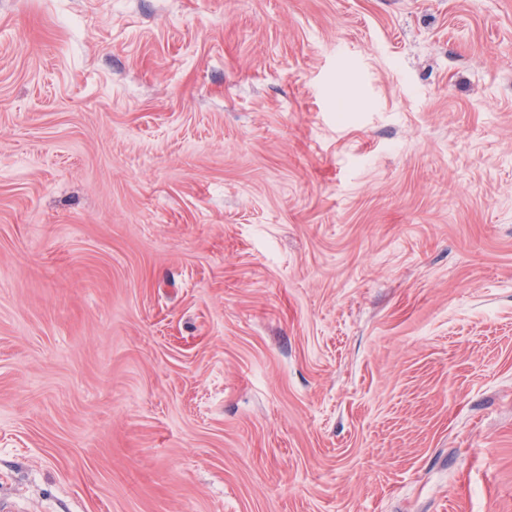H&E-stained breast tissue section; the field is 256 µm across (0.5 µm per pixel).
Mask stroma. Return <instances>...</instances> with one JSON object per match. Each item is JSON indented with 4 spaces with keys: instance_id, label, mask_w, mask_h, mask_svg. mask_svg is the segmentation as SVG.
Returning <instances> with one entry per match:
<instances>
[{
    "instance_id": "35a3bbf8",
    "label": "stroma",
    "mask_w": 512,
    "mask_h": 512,
    "mask_svg": "<svg viewBox=\"0 0 512 512\" xmlns=\"http://www.w3.org/2000/svg\"><path fill=\"white\" fill-rule=\"evenodd\" d=\"M512 512V0H0V506Z\"/></svg>"
}]
</instances>
